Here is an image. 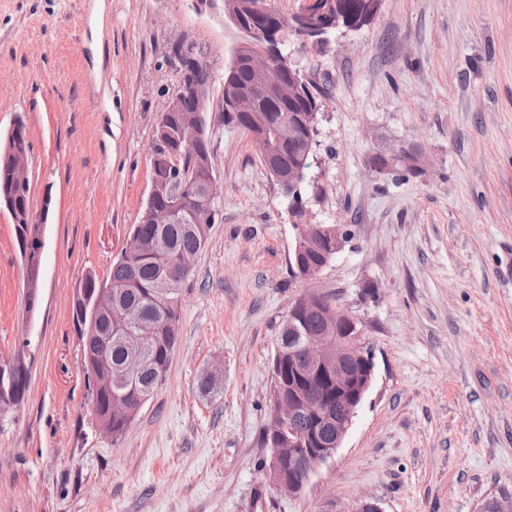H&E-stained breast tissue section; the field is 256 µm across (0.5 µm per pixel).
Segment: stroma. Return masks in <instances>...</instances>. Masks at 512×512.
<instances>
[{
    "label": "stroma",
    "instance_id": "35a3bbf8",
    "mask_svg": "<svg viewBox=\"0 0 512 512\" xmlns=\"http://www.w3.org/2000/svg\"><path fill=\"white\" fill-rule=\"evenodd\" d=\"M192 42L209 111L243 33L194 0H0V140L16 121L44 215L42 282L25 301L0 209V356L29 387L0 421V512H479L512 496V0H381L374 19L300 46L325 91L302 191L351 238L316 280L292 274L287 204L246 132L208 129L216 222L181 295L162 385L120 442L96 433L73 319L106 279L150 190L154 133ZM422 144L420 175L373 174L378 149ZM358 317L369 394L302 493L264 477L280 329L310 291ZM223 367L224 383L197 382Z\"/></svg>",
    "mask_w": 512,
    "mask_h": 512
}]
</instances>
